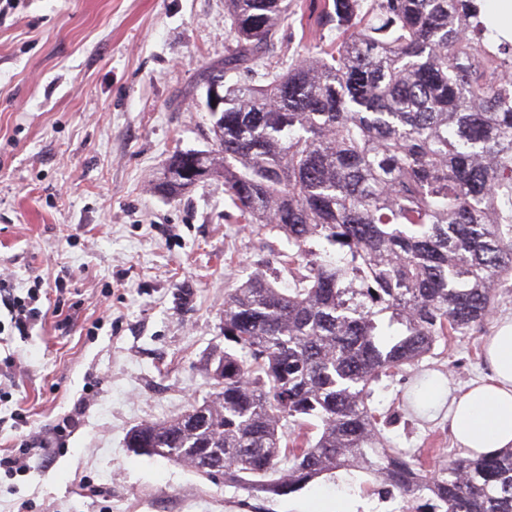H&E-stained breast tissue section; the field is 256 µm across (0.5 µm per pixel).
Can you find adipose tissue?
<instances>
[{
  "instance_id": "adipose-tissue-1",
  "label": "adipose tissue",
  "mask_w": 512,
  "mask_h": 512,
  "mask_svg": "<svg viewBox=\"0 0 512 512\" xmlns=\"http://www.w3.org/2000/svg\"><path fill=\"white\" fill-rule=\"evenodd\" d=\"M484 359L488 374L467 390L435 381L423 391L428 408L448 407L450 433L466 454H491L512 447V319L490 336Z\"/></svg>"
}]
</instances>
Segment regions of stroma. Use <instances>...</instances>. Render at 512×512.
I'll use <instances>...</instances> for the list:
<instances>
[{
    "label": "stroma",
    "mask_w": 512,
    "mask_h": 512,
    "mask_svg": "<svg viewBox=\"0 0 512 512\" xmlns=\"http://www.w3.org/2000/svg\"><path fill=\"white\" fill-rule=\"evenodd\" d=\"M323 0H295L259 62L277 72L338 37ZM224 0H0V276L41 284L45 316L30 336L0 341L16 371L0 399V451L78 421L51 463L0 474V512H298L302 502L356 497L376 512L400 500L364 492L338 471L271 498L129 450L131 428L184 414L213 382L224 346V292L287 250L275 232L237 223L224 182L209 177L170 199L155 182L174 150H208L203 75L236 40ZM486 334L437 343L376 391L405 448L461 456L448 413L416 419L417 375L461 389L482 377ZM27 427L18 431L16 416ZM100 489L85 490V483Z\"/></svg>",
    "instance_id": "stroma-1"
}]
</instances>
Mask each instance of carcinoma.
Returning <instances> with one entry per match:
<instances>
[{
    "label": "carcinoma",
    "mask_w": 512,
    "mask_h": 512,
    "mask_svg": "<svg viewBox=\"0 0 512 512\" xmlns=\"http://www.w3.org/2000/svg\"><path fill=\"white\" fill-rule=\"evenodd\" d=\"M293 0H224L254 69ZM341 39L264 86L224 85L208 175L239 223L283 235L282 288L255 271L224 292L214 392L131 429L127 447L253 496L358 471L406 512H512V448L432 458L385 434L375 387L436 343L483 332L512 274V42L477 0H324ZM174 153L163 191L198 180ZM317 430V436L310 435Z\"/></svg>",
    "instance_id": "obj_1"
}]
</instances>
